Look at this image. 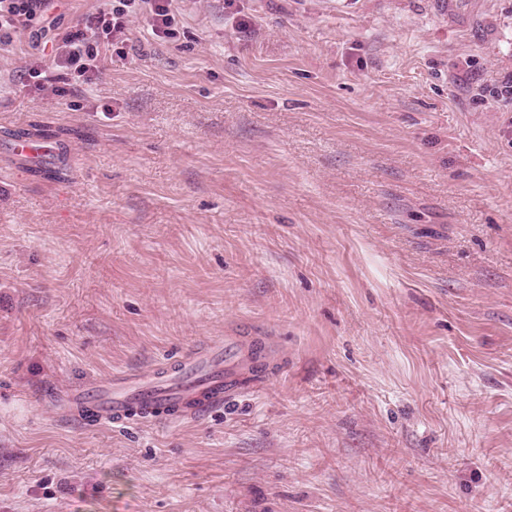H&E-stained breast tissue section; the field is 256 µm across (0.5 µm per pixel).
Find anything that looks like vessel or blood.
I'll return each instance as SVG.
<instances>
[{"mask_svg": "<svg viewBox=\"0 0 512 512\" xmlns=\"http://www.w3.org/2000/svg\"><path fill=\"white\" fill-rule=\"evenodd\" d=\"M251 365L247 338L228 336L154 374L116 372L104 385L72 390L68 404L77 415L90 409L98 425L192 417L237 393L240 375Z\"/></svg>", "mask_w": 512, "mask_h": 512, "instance_id": "obj_1", "label": "vessel or blood"}]
</instances>
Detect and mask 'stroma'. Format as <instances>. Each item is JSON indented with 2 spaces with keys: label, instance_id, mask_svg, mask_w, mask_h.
I'll return each instance as SVG.
<instances>
[{
  "label": "stroma",
  "instance_id": "stroma-1",
  "mask_svg": "<svg viewBox=\"0 0 512 512\" xmlns=\"http://www.w3.org/2000/svg\"><path fill=\"white\" fill-rule=\"evenodd\" d=\"M173 15L63 98L0 48V512H512V0ZM246 330L223 406L61 414Z\"/></svg>",
  "mask_w": 512,
  "mask_h": 512
}]
</instances>
